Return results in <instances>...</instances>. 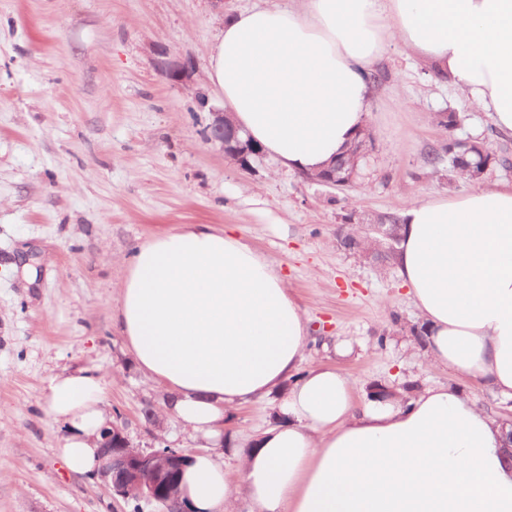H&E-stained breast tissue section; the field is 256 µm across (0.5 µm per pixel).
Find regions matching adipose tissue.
Wrapping results in <instances>:
<instances>
[{"instance_id": "ef3b65f1", "label": "adipose tissue", "mask_w": 512, "mask_h": 512, "mask_svg": "<svg viewBox=\"0 0 512 512\" xmlns=\"http://www.w3.org/2000/svg\"><path fill=\"white\" fill-rule=\"evenodd\" d=\"M434 63L468 106L512 136V0H302L229 15L209 76L228 120L288 169L343 155L372 112L370 73L392 45ZM395 264L429 362L512 399V184L410 203ZM115 319L173 416L208 444L182 493L194 512H512L507 430L462 388L358 403L352 380L304 368L305 313L266 257L187 224L127 259ZM282 394L231 481L214 449L239 406ZM100 379L53 378L48 412L74 472L99 466Z\"/></svg>"}]
</instances>
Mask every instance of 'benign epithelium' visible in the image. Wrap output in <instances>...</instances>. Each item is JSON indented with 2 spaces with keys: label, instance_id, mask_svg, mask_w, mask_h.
<instances>
[{
  "label": "benign epithelium",
  "instance_id": "benign-epithelium-1",
  "mask_svg": "<svg viewBox=\"0 0 512 512\" xmlns=\"http://www.w3.org/2000/svg\"><path fill=\"white\" fill-rule=\"evenodd\" d=\"M163 75L174 84L185 82L190 74L188 63L166 57L160 61ZM208 140L227 150L236 135L224 119V111L213 113ZM263 156L254 146L242 152H233V160L244 168H252L251 158ZM189 455L182 450L171 453L165 449L145 451L132 444L125 429L112 424L102 431L101 466L98 474L107 480L115 495L127 500L135 497L158 505L161 512H190L189 504L180 499L176 470L182 468Z\"/></svg>",
  "mask_w": 512,
  "mask_h": 512
}]
</instances>
